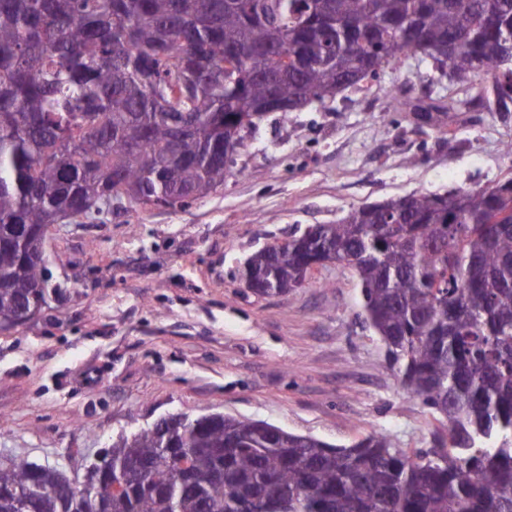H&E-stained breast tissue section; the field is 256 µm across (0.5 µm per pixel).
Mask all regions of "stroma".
<instances>
[{
    "mask_svg": "<svg viewBox=\"0 0 512 512\" xmlns=\"http://www.w3.org/2000/svg\"><path fill=\"white\" fill-rule=\"evenodd\" d=\"M396 90L466 99L409 56L371 89L268 113L211 197L51 227L58 295L0 333V457L80 481L113 438L176 413L263 420L338 445L384 432L428 447L436 415L385 369L351 269L316 271L285 296L256 295L240 276L255 251L349 207L512 178V112L498 111L491 83L437 127L389 110Z\"/></svg>",
    "mask_w": 512,
    "mask_h": 512,
    "instance_id": "1",
    "label": "stroma"
}]
</instances>
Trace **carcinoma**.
<instances>
[{
    "label": "carcinoma",
    "instance_id": "1",
    "mask_svg": "<svg viewBox=\"0 0 512 512\" xmlns=\"http://www.w3.org/2000/svg\"><path fill=\"white\" fill-rule=\"evenodd\" d=\"M512 0H0V332L37 301L61 217L216 193L239 113L324 104L410 53L512 102ZM512 178L349 208L288 237L274 294L318 244L355 258L364 323L407 394L445 420L408 452L337 445L221 413L104 448L112 495L71 502L59 469L0 458V512H512Z\"/></svg>",
    "mask_w": 512,
    "mask_h": 512
}]
</instances>
